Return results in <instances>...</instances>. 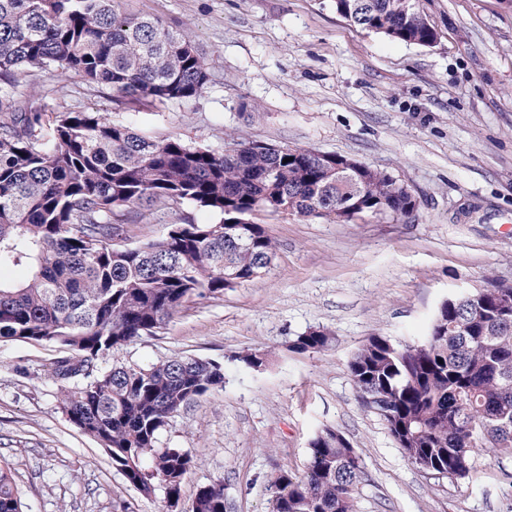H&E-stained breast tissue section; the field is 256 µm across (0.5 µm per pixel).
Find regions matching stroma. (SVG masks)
<instances>
[{
    "instance_id": "35a3bbf8",
    "label": "stroma",
    "mask_w": 512,
    "mask_h": 512,
    "mask_svg": "<svg viewBox=\"0 0 512 512\" xmlns=\"http://www.w3.org/2000/svg\"><path fill=\"white\" fill-rule=\"evenodd\" d=\"M333 0H119L120 10L188 30L208 63L201 97L148 110L118 105L74 75L33 71L21 94L49 112H108L157 137L222 149L228 142L300 146L387 171L412 194L406 216L331 223L262 214L276 244L265 273L195 298L155 334L101 360L150 365L176 355L224 365V385L173 418L162 445L188 451L182 484L223 482L228 512H267L268 480L302 472L308 442L339 430L361 454L357 512H512V455H475L474 481L423 473L383 419L364 409L348 363L370 337L424 336L447 298L512 282V0H422L437 32L421 46L352 27ZM191 217L189 206L126 210L134 247ZM330 344L295 353L313 329ZM246 350L266 355L242 366ZM56 347L0 342V467L22 512H161L63 413Z\"/></svg>"
}]
</instances>
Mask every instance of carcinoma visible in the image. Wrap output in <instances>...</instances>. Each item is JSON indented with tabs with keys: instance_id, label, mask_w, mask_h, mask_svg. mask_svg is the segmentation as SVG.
<instances>
[{
	"instance_id": "cac0c4a2",
	"label": "carcinoma",
	"mask_w": 512,
	"mask_h": 512,
	"mask_svg": "<svg viewBox=\"0 0 512 512\" xmlns=\"http://www.w3.org/2000/svg\"><path fill=\"white\" fill-rule=\"evenodd\" d=\"M345 20L394 41L430 46L436 32L420 0H335ZM31 71L75 74L113 100L161 107L202 95L205 58L191 34L152 15L116 11L114 0H0V341L49 343L63 412L145 496L160 490L179 507L195 467L159 437L172 418L224 385V365L174 356L148 366L99 360L154 333L193 297L216 298L259 277L276 247L260 212L349 222L365 214L407 215L412 196L376 167L354 195L336 184L332 160L304 147L235 144L232 153L157 138L101 112H46L15 97ZM288 162H283V159ZM188 204L221 215L185 220L139 247L118 245L112 216L129 208ZM312 330L290 349L318 351ZM349 372L364 407L385 422L416 467L460 482L479 453L512 454V317L481 290L444 301L428 334L411 344L373 336ZM362 456L332 428L308 443L301 474L269 480L270 512H355ZM0 512H20L0 469ZM185 512H226L224 484L200 487Z\"/></svg>"
}]
</instances>
